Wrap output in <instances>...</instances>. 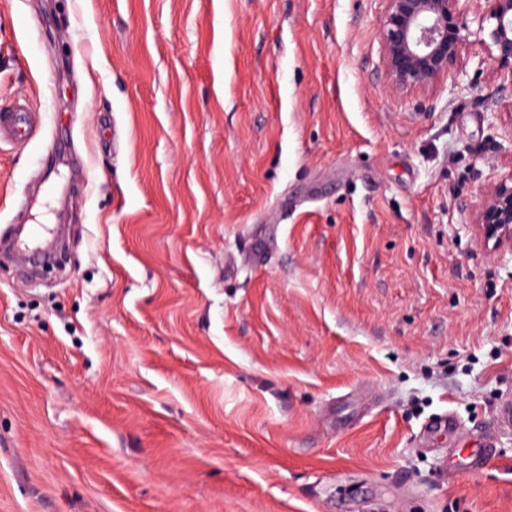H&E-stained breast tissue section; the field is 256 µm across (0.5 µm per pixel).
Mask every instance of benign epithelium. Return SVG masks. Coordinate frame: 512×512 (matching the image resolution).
Returning a JSON list of instances; mask_svg holds the SVG:
<instances>
[{"instance_id":"7a95c632","label":"benign epithelium","mask_w":512,"mask_h":512,"mask_svg":"<svg viewBox=\"0 0 512 512\" xmlns=\"http://www.w3.org/2000/svg\"><path fill=\"white\" fill-rule=\"evenodd\" d=\"M380 54L386 89L393 96L457 88L466 75L472 41L467 16L478 31L491 22L489 40L478 39L512 85V0H385ZM481 242L498 255L512 252V174L485 189L471 215Z\"/></svg>"}]
</instances>
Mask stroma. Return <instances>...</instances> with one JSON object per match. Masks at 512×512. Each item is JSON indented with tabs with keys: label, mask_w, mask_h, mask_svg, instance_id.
Wrapping results in <instances>:
<instances>
[{
	"label": "stroma",
	"mask_w": 512,
	"mask_h": 512,
	"mask_svg": "<svg viewBox=\"0 0 512 512\" xmlns=\"http://www.w3.org/2000/svg\"><path fill=\"white\" fill-rule=\"evenodd\" d=\"M384 0H0V512H512V93L384 91ZM453 413L454 438L424 427ZM481 472L448 452L485 434ZM36 125L31 113L21 106L4 110L0 105V142L24 141L33 135ZM481 242L492 253L512 252V174L485 189L471 215ZM494 448H496L494 439L486 434L476 447L459 448L450 453L453 456L448 462V470L453 474L461 472L477 473L483 470L495 457Z\"/></svg>",
	"instance_id": "1"
}]
</instances>
